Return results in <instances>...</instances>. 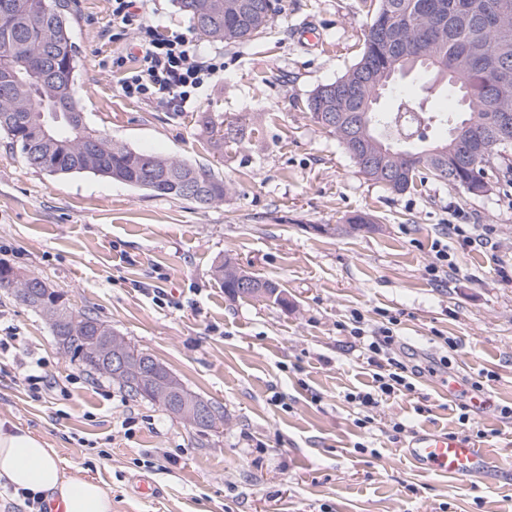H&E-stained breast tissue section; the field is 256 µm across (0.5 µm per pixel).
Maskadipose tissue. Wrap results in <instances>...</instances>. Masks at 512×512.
<instances>
[{
  "label": "adipose tissue",
  "instance_id": "obj_1",
  "mask_svg": "<svg viewBox=\"0 0 512 512\" xmlns=\"http://www.w3.org/2000/svg\"><path fill=\"white\" fill-rule=\"evenodd\" d=\"M0 484L17 494L57 496L65 512H112V497L99 483L66 475L53 449L8 420L0 421Z\"/></svg>",
  "mask_w": 512,
  "mask_h": 512
}]
</instances>
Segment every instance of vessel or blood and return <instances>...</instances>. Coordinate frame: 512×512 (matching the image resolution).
Segmentation results:
<instances>
[{
  "instance_id": "b4317fda",
  "label": "vessel or blood",
  "mask_w": 512,
  "mask_h": 512,
  "mask_svg": "<svg viewBox=\"0 0 512 512\" xmlns=\"http://www.w3.org/2000/svg\"><path fill=\"white\" fill-rule=\"evenodd\" d=\"M406 454L421 469L456 479L477 477L489 469L488 456L453 433L417 432Z\"/></svg>"
}]
</instances>
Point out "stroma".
Masks as SVG:
<instances>
[{
  "instance_id": "1",
  "label": "stroma",
  "mask_w": 512,
  "mask_h": 512,
  "mask_svg": "<svg viewBox=\"0 0 512 512\" xmlns=\"http://www.w3.org/2000/svg\"><path fill=\"white\" fill-rule=\"evenodd\" d=\"M371 0H278L252 40L213 43L175 0H144L224 70L195 112L124 97L132 32L114 34L110 0H72L87 125L129 148L211 166L229 190L202 207L89 173L30 167L0 135V262L64 291L71 307L109 324L221 407L202 431L158 403L130 397L55 343L47 318L0 289V338L43 359L55 390L33 398L12 362L0 366V420L53 448L66 472L109 490L112 512H512V147L490 191L474 196L428 180L397 194L360 173L335 135L305 109L358 59ZM316 32L317 43L303 39ZM405 100L456 106L454 90L420 71L398 78L378 107ZM252 127L216 147L200 115ZM365 212L370 231L351 230ZM481 224L484 246L451 230ZM454 266L432 273L435 244ZM232 259L273 279L287 307L225 294L213 275ZM391 325L399 343L436 363L411 392L383 398L367 427L348 394L375 371L350 335L351 314ZM481 382L482 406L459 418L449 381ZM132 426H125V419ZM406 433L393 434L395 422ZM423 429L452 431L497 461L494 476L426 472L405 449ZM149 477L158 494L141 497Z\"/></svg>"
}]
</instances>
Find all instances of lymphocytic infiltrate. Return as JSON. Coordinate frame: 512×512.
Instances as JSON below:
<instances>
[{
	"instance_id": "1",
	"label": "lymphocytic infiltrate",
	"mask_w": 512,
	"mask_h": 512,
	"mask_svg": "<svg viewBox=\"0 0 512 512\" xmlns=\"http://www.w3.org/2000/svg\"><path fill=\"white\" fill-rule=\"evenodd\" d=\"M111 6L113 23L120 31L135 33L139 50L138 65L121 86L123 95L170 112L195 111L206 87L223 71V62L204 55L183 34L163 33L141 12L137 0H111ZM352 320L351 335L365 341L376 371L373 391L349 394V402L370 410L378 407L382 397L412 391L420 370L386 355V348L395 341L392 329L382 325L365 331L357 312Z\"/></svg>"
}]
</instances>
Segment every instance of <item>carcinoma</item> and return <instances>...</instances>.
Wrapping results in <instances>:
<instances>
[{
	"label": "carcinoma",
	"mask_w": 512,
	"mask_h": 512,
	"mask_svg": "<svg viewBox=\"0 0 512 512\" xmlns=\"http://www.w3.org/2000/svg\"><path fill=\"white\" fill-rule=\"evenodd\" d=\"M211 0H176L179 9L197 23L199 33L225 43H243L262 33L277 13L276 0H225L223 13L210 18L206 27L203 18ZM376 7L367 24L358 61L335 81L318 87L308 98L306 108L311 115L318 112L335 114L334 123L326 126L342 145L348 144L363 111V100H373L376 90L384 89L402 66L406 56L431 62L433 70L442 71L453 65L456 72L460 109L448 112H420L419 123L443 125L452 129L459 121L471 122L470 132L479 137L474 167L461 172L455 165L457 147L442 139L419 148L414 142H387L382 134L396 122L398 113L371 111L367 115L361 154L384 152L382 173L366 174L396 193H404L427 179L457 185L456 177L470 181L474 195L484 193V183L491 182L496 171L494 152L500 148L499 132L490 127L487 100L491 92L484 69L495 64L507 72V85L498 92L512 101V32L503 35L484 31L473 16L488 10L509 11L506 24L512 29V0H375ZM48 57L49 68L57 69L54 82L44 83L33 70L23 85L5 90L0 87V133L21 147L26 162L36 155L35 168L53 174L91 173L119 181L130 187L147 190L156 196L188 200L185 188L202 183L207 188L204 198L196 204L210 206L224 201L228 188L213 168L185 160L152 156L151 170L141 164L142 152L112 142L106 134L84 124V115L77 96L79 75L78 51L73 41L72 17L66 0H0V71L19 62L38 63ZM64 102L71 115V130L62 131L48 142L35 137V119L43 102ZM95 135L100 142L98 153L81 154L84 138ZM161 179L153 187L154 178ZM15 269L0 263V288L11 290L16 298L30 304L34 297L42 299L49 312L63 320L57 342L64 353L81 361L89 371L118 382L134 398L159 403L166 411L179 415L172 402L157 397L153 388L134 392L126 381L112 374L105 365L95 363L87 354L96 333L110 328L90 312L73 310L64 293L30 287L14 280ZM214 275L224 292L232 298L259 299L257 289L274 296V303L284 307L288 301L274 295L278 283L262 279L225 260L215 267Z\"/></svg>",
	"instance_id": "obj_1"
}]
</instances>
